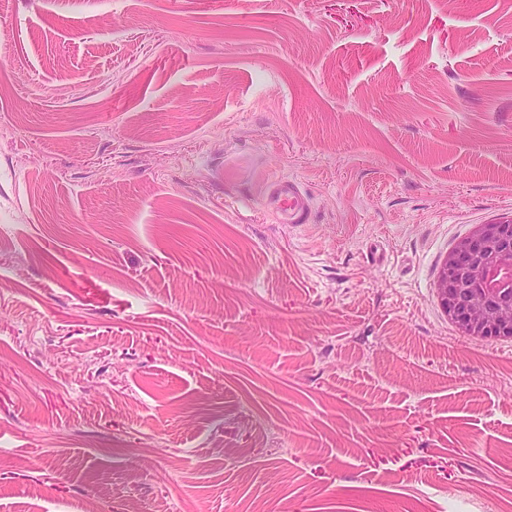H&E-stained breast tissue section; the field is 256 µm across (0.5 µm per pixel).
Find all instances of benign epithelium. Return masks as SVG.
<instances>
[{"label":"benign epithelium","mask_w":512,"mask_h":512,"mask_svg":"<svg viewBox=\"0 0 512 512\" xmlns=\"http://www.w3.org/2000/svg\"><path fill=\"white\" fill-rule=\"evenodd\" d=\"M502 269L512 271V220L478 225L443 258L436 295L461 335L512 337V287H494Z\"/></svg>","instance_id":"1"}]
</instances>
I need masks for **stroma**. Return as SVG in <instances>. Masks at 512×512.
<instances>
[{
  "mask_svg": "<svg viewBox=\"0 0 512 512\" xmlns=\"http://www.w3.org/2000/svg\"><path fill=\"white\" fill-rule=\"evenodd\" d=\"M511 217L512 0H0V512H512ZM265 207L282 224H306L309 219V201L301 184L292 178L280 177L268 187ZM508 269L499 274L498 271ZM512 220L479 224L443 258L435 290L462 336L512 337ZM508 288L507 291H503Z\"/></svg>",
  "mask_w": 512,
  "mask_h": 512,
  "instance_id": "35a3bbf8",
  "label": "stroma"
}]
</instances>
